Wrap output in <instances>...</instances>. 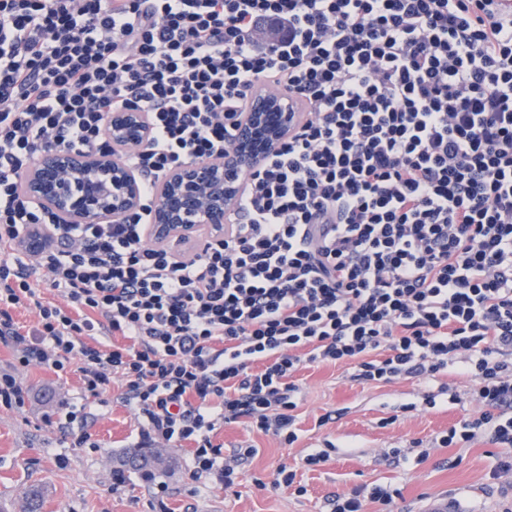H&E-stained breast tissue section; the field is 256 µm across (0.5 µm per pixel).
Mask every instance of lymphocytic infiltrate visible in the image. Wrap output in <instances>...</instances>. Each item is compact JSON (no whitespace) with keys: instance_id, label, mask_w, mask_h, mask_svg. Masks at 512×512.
Returning <instances> with one entry per match:
<instances>
[{"instance_id":"1","label":"lymphocytic infiltrate","mask_w":512,"mask_h":512,"mask_svg":"<svg viewBox=\"0 0 512 512\" xmlns=\"http://www.w3.org/2000/svg\"><path fill=\"white\" fill-rule=\"evenodd\" d=\"M302 119L244 189L224 233L147 236L157 184L223 159L256 88ZM144 112L119 159L143 207L64 224L23 197L40 153L94 152L107 116ZM42 274L65 305L45 300ZM34 309V327L13 313ZM103 330L112 344L90 343ZM0 404L21 371L79 372L75 447L93 399L122 383L140 447L191 443L192 482L231 488L256 450L214 435L247 419L290 445L312 364L362 385L477 382L479 417L442 432L512 447V12L499 0H0ZM383 485L331 512L391 508Z\"/></svg>"}]
</instances>
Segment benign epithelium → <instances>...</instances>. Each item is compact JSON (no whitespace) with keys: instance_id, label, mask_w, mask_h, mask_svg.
I'll use <instances>...</instances> for the list:
<instances>
[{"instance_id":"benign-epithelium-1","label":"benign epithelium","mask_w":512,"mask_h":512,"mask_svg":"<svg viewBox=\"0 0 512 512\" xmlns=\"http://www.w3.org/2000/svg\"><path fill=\"white\" fill-rule=\"evenodd\" d=\"M298 123L288 99L257 89L238 119L235 146L223 159L180 166L162 180L149 237L166 245L191 240L202 227L223 234L242 190L240 175L287 140ZM108 128L112 147L137 145L150 135L145 114L135 107L113 113ZM23 183L28 199L68 224L115 221L141 206L139 175L117 160L111 147L93 153L69 148L44 152L31 163Z\"/></svg>"}]
</instances>
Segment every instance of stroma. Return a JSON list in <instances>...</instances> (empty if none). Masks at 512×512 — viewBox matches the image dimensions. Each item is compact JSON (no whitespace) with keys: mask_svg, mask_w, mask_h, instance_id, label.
<instances>
[{"mask_svg":"<svg viewBox=\"0 0 512 512\" xmlns=\"http://www.w3.org/2000/svg\"><path fill=\"white\" fill-rule=\"evenodd\" d=\"M21 377L29 392L26 404L0 406V512H23V494L34 484L43 488L39 512H329V496L377 484L401 490L394 512H420L426 499L438 495L461 496L474 512H512V473L489 477L497 459L512 450L482 437L464 448L432 445L436 435L481 411L476 384L452 370L430 384L362 386L350 381L343 364L300 369L295 380L303 400L293 445L257 433L244 421L224 426L215 439L225 450L249 443L257 453L241 465L237 487L213 483L200 494L187 475L186 449H170L174 465L163 479L173 493L162 504L150 484L130 472L122 490L112 489L117 457L138 444V420L124 406L121 387L92 403V444L77 448L61 433L58 420L62 403L80 400L78 372L60 377L35 367ZM443 384L448 393H439ZM430 392L437 395L432 409L423 405ZM329 442L335 453L307 469L305 456ZM282 466L295 471L307 488L305 496L291 487L271 488Z\"/></svg>","mask_w":512,"mask_h":512,"instance_id":"stroma-1","label":"stroma"}]
</instances>
